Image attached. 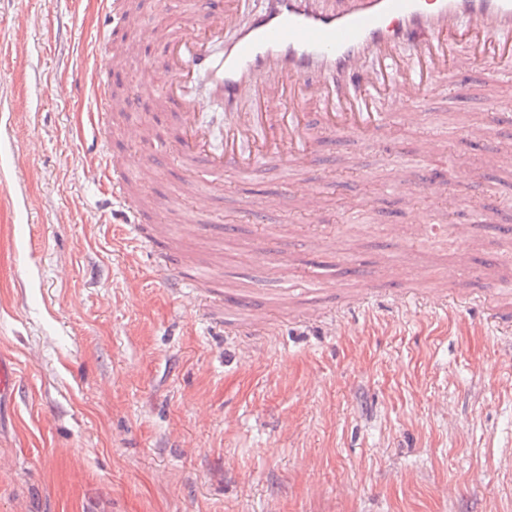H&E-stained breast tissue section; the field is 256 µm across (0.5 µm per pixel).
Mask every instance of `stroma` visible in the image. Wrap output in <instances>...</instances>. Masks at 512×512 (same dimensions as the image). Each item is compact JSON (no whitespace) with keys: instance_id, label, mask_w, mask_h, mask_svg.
Instances as JSON below:
<instances>
[{"instance_id":"stroma-1","label":"stroma","mask_w":512,"mask_h":512,"mask_svg":"<svg viewBox=\"0 0 512 512\" xmlns=\"http://www.w3.org/2000/svg\"><path fill=\"white\" fill-rule=\"evenodd\" d=\"M191 2L141 0L126 39ZM106 25L100 0H0V357L23 385L0 398V512H512V333L489 318L512 306V69L438 82L415 122L321 138L289 174L225 176L202 212L184 190L208 169L173 160L165 116L146 192L188 264L221 253L225 287L251 290L223 316L263 312L256 343L172 297L164 241L110 207L80 79ZM161 105L136 93L109 127L129 168ZM435 137L436 186L409 193ZM415 212L465 226L467 255Z\"/></svg>"}]
</instances>
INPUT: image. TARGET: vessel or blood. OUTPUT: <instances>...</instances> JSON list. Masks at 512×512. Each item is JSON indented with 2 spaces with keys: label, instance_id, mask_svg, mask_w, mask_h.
Segmentation results:
<instances>
[{
  "label": "vessel or blood",
  "instance_id": "vessel-or-blood-1",
  "mask_svg": "<svg viewBox=\"0 0 512 512\" xmlns=\"http://www.w3.org/2000/svg\"><path fill=\"white\" fill-rule=\"evenodd\" d=\"M236 2L223 10L218 0H195L191 20L160 39L168 63L159 94L182 118L176 161L187 170L206 164L219 178H247L260 161L291 167L304 158L312 130L358 133L387 108L412 119L407 104L427 85L512 62L504 49L512 41V0H350L341 11L318 0H257L243 22L237 8L247 0ZM112 40L110 28L103 30L93 54L101 130L112 113ZM402 45L413 47V57L396 56ZM201 80L223 110L220 127L200 120V102L188 91ZM96 160L112 178L113 201L133 223H145L111 150L102 148ZM164 269L174 293L204 283L222 294L219 278L185 267L179 253H169Z\"/></svg>",
  "mask_w": 512,
  "mask_h": 512
}]
</instances>
